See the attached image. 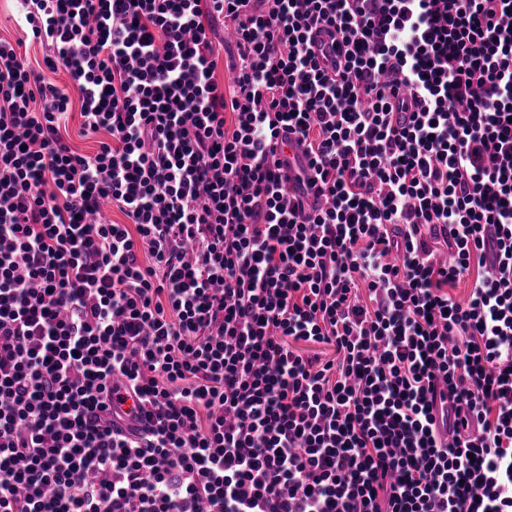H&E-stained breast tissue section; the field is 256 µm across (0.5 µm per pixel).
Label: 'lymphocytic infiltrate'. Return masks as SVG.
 <instances>
[{
  "instance_id": "1",
  "label": "lymphocytic infiltrate",
  "mask_w": 512,
  "mask_h": 512,
  "mask_svg": "<svg viewBox=\"0 0 512 512\" xmlns=\"http://www.w3.org/2000/svg\"><path fill=\"white\" fill-rule=\"evenodd\" d=\"M20 2L0 512H512V0Z\"/></svg>"
}]
</instances>
